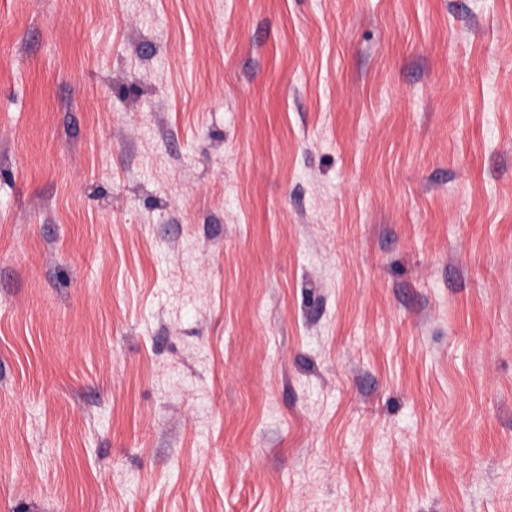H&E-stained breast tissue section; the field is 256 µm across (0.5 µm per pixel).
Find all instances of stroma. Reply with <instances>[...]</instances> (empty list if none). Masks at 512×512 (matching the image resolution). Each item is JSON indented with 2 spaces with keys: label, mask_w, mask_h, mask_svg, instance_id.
Here are the masks:
<instances>
[{
  "label": "stroma",
  "mask_w": 512,
  "mask_h": 512,
  "mask_svg": "<svg viewBox=\"0 0 512 512\" xmlns=\"http://www.w3.org/2000/svg\"><path fill=\"white\" fill-rule=\"evenodd\" d=\"M0 512H512V0H0Z\"/></svg>",
  "instance_id": "stroma-1"
}]
</instances>
